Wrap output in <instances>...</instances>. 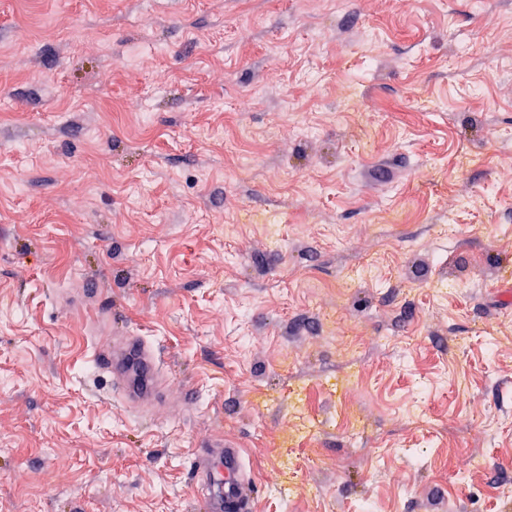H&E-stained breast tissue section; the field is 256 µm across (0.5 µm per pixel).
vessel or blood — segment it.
I'll return each mask as SVG.
<instances>
[{
	"label": "vessel or blood",
	"mask_w": 512,
	"mask_h": 512,
	"mask_svg": "<svg viewBox=\"0 0 512 512\" xmlns=\"http://www.w3.org/2000/svg\"><path fill=\"white\" fill-rule=\"evenodd\" d=\"M94 365L101 375L117 381L121 405L160 415L164 379L154 344L139 336L115 334L95 351ZM191 469L206 480L205 512H253L255 490L243 477L240 449L223 438H208L196 449Z\"/></svg>",
	"instance_id": "b4317fda"
}]
</instances>
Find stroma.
<instances>
[{
	"instance_id": "35a3bbf8",
	"label": "stroma",
	"mask_w": 512,
	"mask_h": 512,
	"mask_svg": "<svg viewBox=\"0 0 512 512\" xmlns=\"http://www.w3.org/2000/svg\"><path fill=\"white\" fill-rule=\"evenodd\" d=\"M509 270L512 0H0V512H512ZM94 365L115 385L118 401L127 409H141L159 417L163 407V375L157 347L141 336H112L94 353ZM195 476L205 477L206 512H252L255 507L253 484L243 478L240 448L224 442V437H210L199 444L192 459Z\"/></svg>"
}]
</instances>
